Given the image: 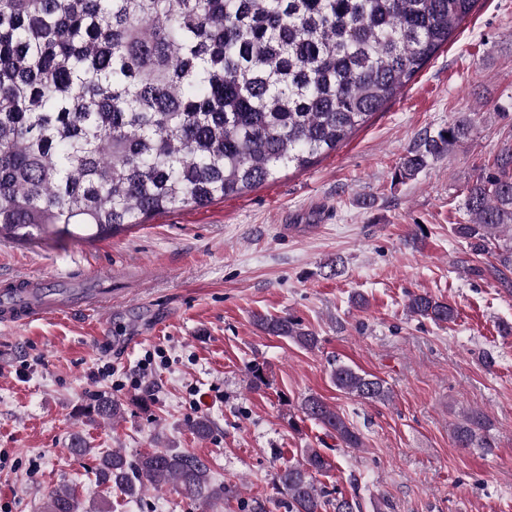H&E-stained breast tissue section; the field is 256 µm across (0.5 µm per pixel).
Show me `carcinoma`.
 I'll list each match as a JSON object with an SVG mask.
<instances>
[{"label":"carcinoma","instance_id":"cac0c4a2","mask_svg":"<svg viewBox=\"0 0 512 512\" xmlns=\"http://www.w3.org/2000/svg\"><path fill=\"white\" fill-rule=\"evenodd\" d=\"M478 0H0V239L95 242L157 214L272 181L336 149L427 64ZM459 120L426 134L397 179L467 138ZM468 224L453 232L492 261L467 272L512 287V147H503L467 189ZM509 241L499 243L501 233ZM410 316L435 324L455 310L413 294ZM256 325L313 349L319 339L291 316ZM345 394L377 402L390 392L373 375L334 365ZM305 418L343 448L358 430L322 397L301 402ZM113 420L121 403L100 397ZM490 423L467 412L458 448L491 451ZM332 467L317 448L279 470L287 512H344L359 503L317 484ZM96 479L134 498L174 485L191 500L236 497L215 485L199 457L168 448L133 459L99 458ZM74 491H56L48 512H76Z\"/></svg>","mask_w":512,"mask_h":512}]
</instances>
